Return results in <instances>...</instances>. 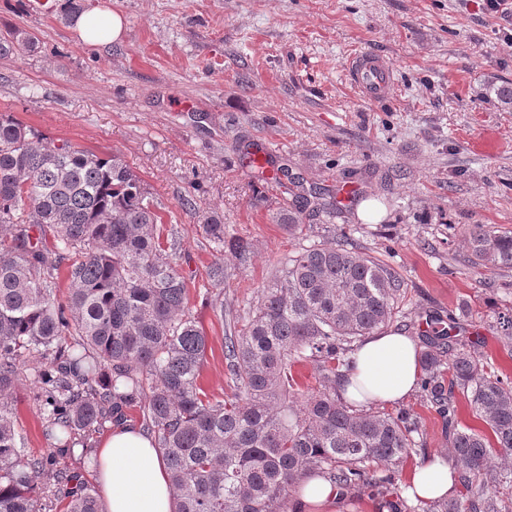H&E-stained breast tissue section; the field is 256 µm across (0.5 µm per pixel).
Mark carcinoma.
I'll use <instances>...</instances> for the list:
<instances>
[{
    "instance_id": "cac0c4a2",
    "label": "carcinoma",
    "mask_w": 512,
    "mask_h": 512,
    "mask_svg": "<svg viewBox=\"0 0 512 512\" xmlns=\"http://www.w3.org/2000/svg\"><path fill=\"white\" fill-rule=\"evenodd\" d=\"M37 43L17 26L0 29V57ZM486 93L512 107L511 84L491 82ZM242 155L264 183L283 186L287 167ZM335 210L331 190L299 182L273 221L296 237L306 218ZM161 223V204L119 155L48 138L0 113V512H52L56 504L35 487L41 475L63 491V512H103L77 476L19 448L4 397L28 370L58 448L122 419L128 406L143 407L175 512H289L302 482L319 475L390 512H509L497 485L512 478V381L488 370L480 344L458 338L453 319L424 331L418 387L443 414L449 459L468 496L408 504L398 482L416 453L418 421L353 409L340 394L354 342L399 313L405 290L396 271L334 241L297 251L258 289L246 323L224 336L232 394L214 400L198 383L207 337ZM203 231L214 250L247 259L250 245L227 237L219 217H205ZM462 234L467 265L512 269V232L465 224ZM62 270L64 304L54 296ZM496 328L511 345L512 312ZM34 353L41 361L30 366ZM302 363L313 369L307 383L297 375ZM456 390L487 432L458 422Z\"/></svg>"
}]
</instances>
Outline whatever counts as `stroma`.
<instances>
[{
  "mask_svg": "<svg viewBox=\"0 0 512 512\" xmlns=\"http://www.w3.org/2000/svg\"><path fill=\"white\" fill-rule=\"evenodd\" d=\"M93 8L125 21L111 45L89 46L74 28L75 10ZM1 22L35 33L38 44L0 58V112L47 137L119 154L161 203L208 338L200 383L211 397L229 391L224 336L248 318L258 288L298 248L327 238L401 275L393 329L415 337L429 317L465 307L462 336L481 341L491 370L512 377V347L495 327L512 307V270L474 272L460 233L465 224L512 230V108L483 93L486 82L512 83V11L489 16L475 0H73L39 14L29 0H0ZM356 51L392 62L386 100L364 102L350 88L345 63ZM486 134L500 141L497 154L473 149ZM249 143L269 145L305 185L342 187L350 198L302 237L288 236L271 220L285 189L257 182L239 160ZM368 199L382 213L374 224L357 217ZM207 212L250 244L247 261L216 253L201 228ZM218 262L220 290L208 279ZM36 392L25 376L9 395L30 458L54 448ZM402 408L420 422L404 472L447 458L438 410L414 394L389 411ZM107 431L78 432L60 466L94 486L85 450Z\"/></svg>",
  "mask_w": 512,
  "mask_h": 512,
  "instance_id": "obj_1",
  "label": "stroma"
}]
</instances>
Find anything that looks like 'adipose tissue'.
I'll return each mask as SVG.
<instances>
[{
    "mask_svg": "<svg viewBox=\"0 0 512 512\" xmlns=\"http://www.w3.org/2000/svg\"><path fill=\"white\" fill-rule=\"evenodd\" d=\"M75 29L92 46L118 39L123 19L97 9L76 14ZM420 376L419 347L414 337L396 330L368 336L345 371L340 390L355 406L393 404L415 388ZM93 468L105 512H174L175 493L166 463L154 439L143 429L121 424L111 428L95 448ZM456 481L447 462L416 466L403 488L405 497L431 501L453 493ZM293 512H341L335 487L320 477L309 479L291 502Z\"/></svg>",
    "mask_w": 512,
    "mask_h": 512,
    "instance_id": "adipose-tissue-1",
    "label": "adipose tissue"
}]
</instances>
